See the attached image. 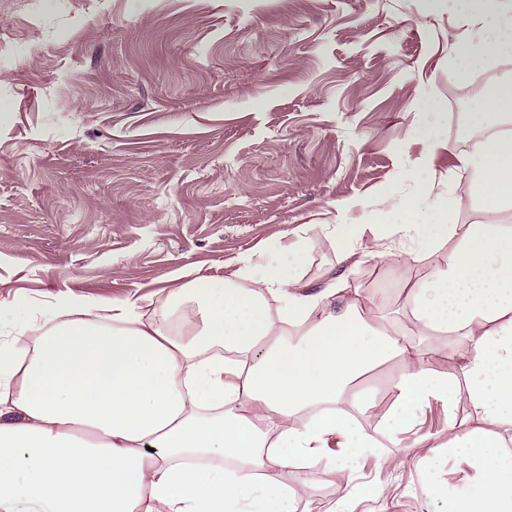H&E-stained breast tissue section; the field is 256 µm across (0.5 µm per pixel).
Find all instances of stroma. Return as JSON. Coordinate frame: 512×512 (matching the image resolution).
Returning a JSON list of instances; mask_svg holds the SVG:
<instances>
[{
	"mask_svg": "<svg viewBox=\"0 0 512 512\" xmlns=\"http://www.w3.org/2000/svg\"><path fill=\"white\" fill-rule=\"evenodd\" d=\"M476 31L425 0H0V302L155 300L185 268L267 263L309 224L303 283L346 276L334 307L396 318L439 254L349 273L321 227L397 224L411 202L433 224L443 195L480 219L451 151L417 133L431 105L468 149L454 104L512 77V60L449 66V34ZM425 454H363L356 481L384 497L352 512H440L419 470L447 486L448 451Z\"/></svg>",
	"mask_w": 512,
	"mask_h": 512,
	"instance_id": "1",
	"label": "stroma"
}]
</instances>
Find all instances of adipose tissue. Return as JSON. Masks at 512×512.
Here are the masks:
<instances>
[{
  "instance_id": "adipose-tissue-1",
  "label": "adipose tissue",
  "mask_w": 512,
  "mask_h": 512,
  "mask_svg": "<svg viewBox=\"0 0 512 512\" xmlns=\"http://www.w3.org/2000/svg\"><path fill=\"white\" fill-rule=\"evenodd\" d=\"M429 10L472 18L474 39L455 38L461 76L512 58V0H427ZM469 128L481 137L454 153L484 219L472 224H342L328 234L340 261L361 253L390 264L448 244L431 280L412 288L401 319L371 322L356 301L333 311L336 285L307 290L300 272L312 239L262 269L244 264L215 280L201 274L159 299L162 331L139 299L59 295L41 313L26 299L0 308V512H299L292 482L326 460L341 438L335 512L353 493L350 460L370 448L447 445L456 462L447 512H512V80L475 98ZM414 250L397 251L393 238ZM251 280L248 288L236 287ZM279 306L270 309L268 299ZM459 339L452 373L429 355ZM393 400L336 405L365 374L390 361ZM439 402L447 435L423 431ZM377 422L375 434L357 416Z\"/></svg>"
}]
</instances>
